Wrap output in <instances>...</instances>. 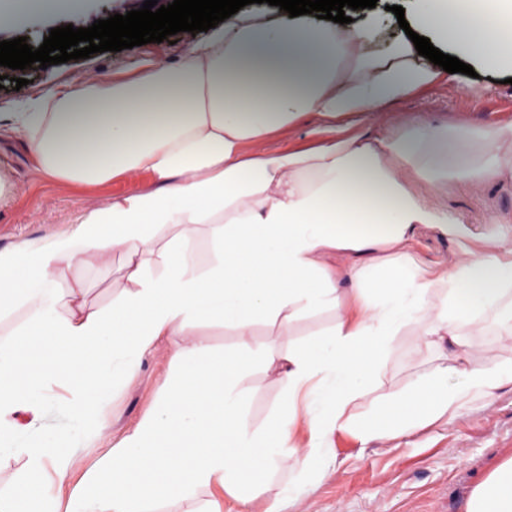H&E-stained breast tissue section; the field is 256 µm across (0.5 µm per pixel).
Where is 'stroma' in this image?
I'll use <instances>...</instances> for the list:
<instances>
[{
	"instance_id": "stroma-1",
	"label": "stroma",
	"mask_w": 512,
	"mask_h": 512,
	"mask_svg": "<svg viewBox=\"0 0 512 512\" xmlns=\"http://www.w3.org/2000/svg\"><path fill=\"white\" fill-rule=\"evenodd\" d=\"M144 0H92L85 12L32 16L28 25L0 29V41L26 38L40 46L50 29L73 25L91 26L142 7ZM193 36L180 32L174 43H149L119 52L96 53L87 59L71 60L47 68L21 70L27 86L14 89L7 80V67L0 66L5 83L0 86V113L19 111L22 103L37 98L51 82L79 86L96 77L128 78L144 62L167 65L179 62ZM473 75L441 73L426 87L389 104L385 112L343 119L345 134L382 138L406 123H426L441 128L461 127L488 130L512 125V67L473 61ZM325 120L312 115L267 143L273 151L303 148L325 139ZM0 178L9 184L0 199V249L24 242H49L75 230L77 221L92 210L105 206L115 195L151 189L152 179L140 173L99 185H87L48 177L28 152L21 137L0 133ZM432 202L452 219L464 222L475 238L469 243L477 255L489 248L481 239L489 215L500 217L512 228V179L487 180L467 187L424 183ZM459 250L456 239L430 230L415 232L409 256L423 269L439 268L454 259ZM122 260L113 257L103 265L90 257L82 265L64 270L63 286L82 282L86 287L85 311L108 312L126 296L122 289ZM337 312L323 308L302 312L280 333L269 320L253 327L252 350L255 362L239 381L246 413L254 426L281 412L280 369L271 367L267 354L287 351L307 344L332 331ZM483 335L472 337L476 350L472 368L503 371L512 368V342L500 340L497 321L484 322ZM175 339L160 337L137 357V369L118 383L105 410L106 431L95 424L72 417V393L57 374L40 375L47 397L39 414H14L16 446L31 443L54 444L67 438L80 459L65 482L45 475V498L56 506H66L73 490L109 448L143 419L157 413L162 398L173 382L171 360ZM446 349L417 343L410 330L391 337L382 351L386 370L371 389L378 394L405 392L430 376L443 363ZM323 462L312 475L280 472L274 474L250 503L248 509L218 486L196 488L190 497L155 503L154 512H265L276 505L278 512H467L476 486L499 464L512 458V382L487 393L469 394L453 415L419 429L406 438L362 444L350 428L331 433L321 450Z\"/></svg>"
}]
</instances>
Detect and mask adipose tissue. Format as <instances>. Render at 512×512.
<instances>
[{
    "label": "adipose tissue",
    "mask_w": 512,
    "mask_h": 512,
    "mask_svg": "<svg viewBox=\"0 0 512 512\" xmlns=\"http://www.w3.org/2000/svg\"><path fill=\"white\" fill-rule=\"evenodd\" d=\"M417 25L469 58L512 64V0H416ZM88 0H12L0 5V28L31 11L74 13ZM372 19L357 27L311 15L271 21L240 11L191 42L174 65L146 63L129 79H92L79 87L48 84L24 111L0 125L21 134L46 175L102 184L146 173L151 190L113 197L48 243L0 249V312L24 306L23 340L0 348V437L11 415L36 411L38 371L66 375L79 418H102L114 378L132 375L137 354L174 336L176 368L160 411L145 419L88 472L66 512H149L156 501L217 485L249 504L262 479L304 469L326 435L341 427L346 406L384 371L387 337L411 329L430 344L457 339L472 311L512 310V230L496 224L492 253L462 250L454 264L426 271L407 244L421 227L466 239V224L446 220L421 189L444 174L478 182L512 177V126L484 132L417 124L375 141L333 137L311 147L271 152L267 138L309 115L329 121L377 113L433 83L410 39L383 57L365 46ZM491 150L478 157V142ZM211 227L215 261L198 270L189 244ZM170 236L159 240L158 228ZM336 254L340 264L328 266ZM120 256L126 298L106 314L61 316L81 283L60 286L64 267L94 256ZM349 277L350 305L336 280ZM332 305L335 329L319 341L274 357L283 402L307 392L309 441L292 440L288 415L254 428L238 382L251 367L256 318L288 328L305 309ZM215 319L234 327L237 349L211 351L192 327ZM439 367L403 396L377 397L359 422L364 440L396 439L446 415L464 392L498 386L501 374L470 370L462 388ZM31 472L65 480L77 459L65 443L21 447ZM468 512H512V460L479 485Z\"/></svg>",
    "instance_id": "adipose-tissue-1"
}]
</instances>
